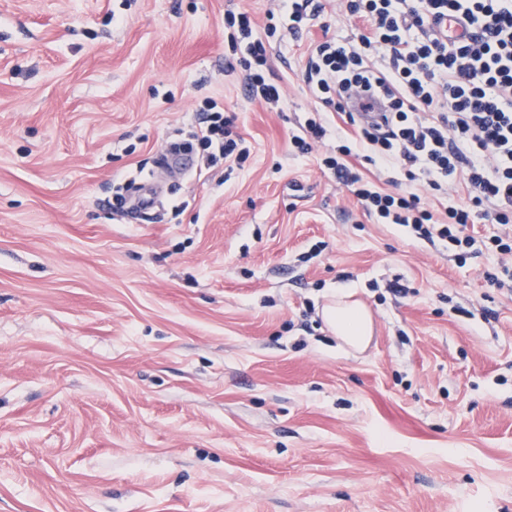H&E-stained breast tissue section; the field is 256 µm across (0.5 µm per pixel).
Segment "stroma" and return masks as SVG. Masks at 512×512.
<instances>
[{
	"instance_id": "stroma-1",
	"label": "stroma",
	"mask_w": 512,
	"mask_h": 512,
	"mask_svg": "<svg viewBox=\"0 0 512 512\" xmlns=\"http://www.w3.org/2000/svg\"><path fill=\"white\" fill-rule=\"evenodd\" d=\"M272 6L0 0V512H512L497 257L376 223L291 154L308 47L348 22L273 47L272 110L224 30ZM210 98L245 167L162 168ZM343 286L362 352L321 318ZM355 294L352 288H337L323 306L321 315L341 345L361 351L370 342L372 318L365 305L355 299Z\"/></svg>"
}]
</instances>
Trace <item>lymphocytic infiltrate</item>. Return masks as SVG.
I'll return each instance as SVG.
<instances>
[{"label":"lymphocytic infiltrate","mask_w":512,"mask_h":512,"mask_svg":"<svg viewBox=\"0 0 512 512\" xmlns=\"http://www.w3.org/2000/svg\"><path fill=\"white\" fill-rule=\"evenodd\" d=\"M351 25L314 43L305 83L318 106L300 133L296 154L322 146L321 166L381 224L411 228L460 253L475 243L478 220L499 224L489 248L512 257V0H344ZM322 0H278L257 26L228 12V48L244 71L243 94L270 109L285 100L270 54L283 37H299ZM464 20L450 37L448 17ZM234 119L216 102L202 108L190 137L211 161L243 166L250 156ZM385 173L367 179L362 164ZM463 184L467 202L448 205Z\"/></svg>","instance_id":"1"}]
</instances>
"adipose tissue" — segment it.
I'll use <instances>...</instances> for the list:
<instances>
[{
	"label": "adipose tissue",
	"instance_id": "1",
	"mask_svg": "<svg viewBox=\"0 0 512 512\" xmlns=\"http://www.w3.org/2000/svg\"><path fill=\"white\" fill-rule=\"evenodd\" d=\"M321 315L341 345L360 351L369 344L372 318L365 305L356 299L353 289H336L323 306Z\"/></svg>",
	"mask_w": 512,
	"mask_h": 512
}]
</instances>
